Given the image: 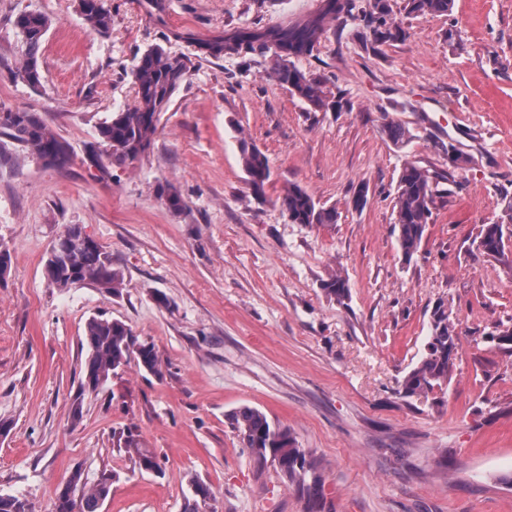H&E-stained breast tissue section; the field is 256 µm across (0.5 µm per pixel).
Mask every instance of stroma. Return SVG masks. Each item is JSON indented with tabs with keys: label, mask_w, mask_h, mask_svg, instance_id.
Instances as JSON below:
<instances>
[{
	"label": "stroma",
	"mask_w": 512,
	"mask_h": 512,
	"mask_svg": "<svg viewBox=\"0 0 512 512\" xmlns=\"http://www.w3.org/2000/svg\"><path fill=\"white\" fill-rule=\"evenodd\" d=\"M370 2L350 0L299 60L323 82L316 108L271 78V54L204 58L196 42L305 21L321 0H108L105 37L75 0H0V108L42 113L72 150L63 168L28 154L0 166V244L11 255L0 279V494L51 512L79 467L117 473L102 512H182L194 477L211 486L214 512H512L502 481L512 475V347L487 339L512 326V276L476 248L482 225L512 204V0H454L449 15L417 17L390 0L401 32L383 41L367 25ZM23 10L52 20L36 90L9 76ZM172 33L188 79L151 149L99 180L84 148L133 105L141 52ZM389 120L408 129L405 146L382 135ZM243 138L270 162L262 203L245 182ZM449 144L466 163L449 161ZM409 162L428 169L433 196L406 263L392 227ZM165 183L183 213L158 199ZM292 183L335 207L337 222L290 223L278 199ZM71 224L111 253L120 295L49 284L52 243ZM335 271L349 288L342 305L323 289ZM441 304L460 336L452 378L402 397ZM100 315L152 342L161 375L132 364L81 394L85 325ZM243 405L288 427L315 460L317 504L242 448L227 416ZM125 427L162 475L114 448Z\"/></svg>",
	"instance_id": "stroma-1"
}]
</instances>
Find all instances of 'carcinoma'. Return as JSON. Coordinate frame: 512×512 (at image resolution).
<instances>
[{
  "label": "carcinoma",
  "instance_id": "obj_1",
  "mask_svg": "<svg viewBox=\"0 0 512 512\" xmlns=\"http://www.w3.org/2000/svg\"><path fill=\"white\" fill-rule=\"evenodd\" d=\"M453 0H405V10L412 15H447ZM350 11L348 0H323L319 13L312 19L291 26L278 27L264 39L249 32H240L223 41L198 43L201 53L218 57L225 53L240 55L276 51L280 46L299 57L312 55L323 31L325 18H334ZM392 9L389 0H371L368 22L374 33L384 40L393 37L391 27ZM86 26L98 33L112 31V12L107 0L81 14ZM49 16L36 11L19 13L14 26L20 36L21 64L14 76H28L27 86L38 89L45 81L38 58L44 37L51 27ZM191 60L184 54L162 44L149 46L132 70L135 87V103L112 115L97 127L98 145L103 151L98 155L100 178L112 177V167L122 166L137 160L151 148L158 133L161 115L168 111L175 95L187 81ZM274 78L289 92L314 107L324 106L321 82L304 72L295 64V59L281 60ZM381 133L393 144L402 146L409 140V132L400 123L388 120L383 123ZM20 149L40 159L46 153L55 157L54 166L63 167L71 159L69 145L55 133L41 113L25 108L0 109V163L13 159V150ZM240 159L247 175V184L252 196L265 199V186L270 181L271 169L268 157L251 141L240 140ZM157 196L175 213L185 209L178 190L170 185H158ZM431 176L428 170L408 163L401 170L394 197L396 222L394 232L399 249L406 261H411L421 245L431 216ZM280 206L293 224H334L338 219L336 208L317 202L303 187L291 184L279 198ZM485 250L491 257L512 272V257L505 244L503 225L485 224L480 232ZM49 284L55 288L89 282L105 292L118 295L124 286L123 273L112 265V256L94 240L83 246H69L65 240L53 243L46 264ZM327 295L340 304L348 297L346 279L333 274L324 283ZM454 319L451 311L438 307L433 314L431 334L425 354L399 381V394L406 397L426 396L450 381L455 359L460 347V337L448 333ZM88 356L83 376L90 377L92 384L81 380L80 389L93 393L110 376L123 370L134 361L144 371L159 375L161 365L154 344L141 341L132 329L117 319L90 318L85 326L84 340ZM229 420L243 447L250 450L260 462H271L288 484L297 487L311 498L320 496L318 481L309 482L307 476L315 468L314 461L298 446L296 437L283 426L275 425L266 414L249 405H242L229 414ZM113 444L134 458L138 469L157 473L161 469L158 457L141 447L139 435L131 428L113 432ZM116 475L102 472L89 479L76 468L68 478L70 495L55 499L53 512H101L105 500L112 491ZM192 495L186 498L183 512H204L213 495L211 487L204 481L190 480ZM0 512H32L28 501L15 495H0Z\"/></svg>",
  "mask_w": 512,
  "mask_h": 512
}]
</instances>
